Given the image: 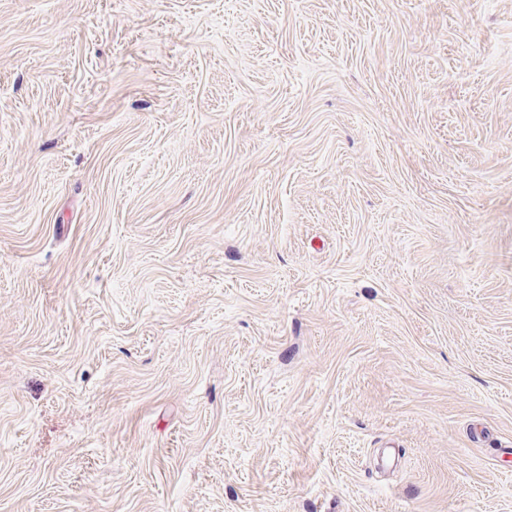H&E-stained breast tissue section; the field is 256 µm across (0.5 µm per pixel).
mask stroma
<instances>
[{
  "label": "stroma",
  "mask_w": 512,
  "mask_h": 512,
  "mask_svg": "<svg viewBox=\"0 0 512 512\" xmlns=\"http://www.w3.org/2000/svg\"><path fill=\"white\" fill-rule=\"evenodd\" d=\"M0 512H512V0H0Z\"/></svg>",
  "instance_id": "obj_1"
}]
</instances>
